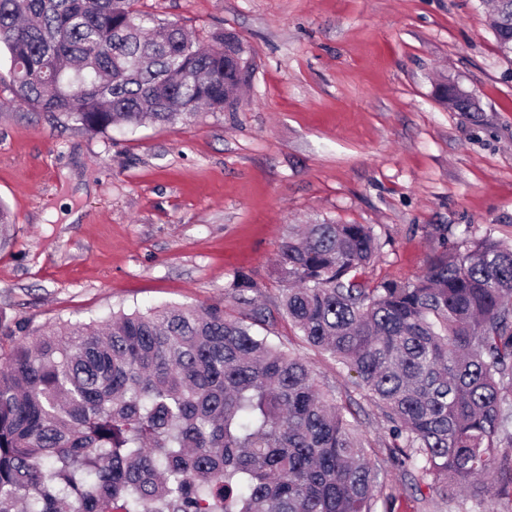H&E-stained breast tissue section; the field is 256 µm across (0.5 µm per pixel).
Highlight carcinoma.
<instances>
[{
  "label": "carcinoma",
  "mask_w": 512,
  "mask_h": 512,
  "mask_svg": "<svg viewBox=\"0 0 512 512\" xmlns=\"http://www.w3.org/2000/svg\"><path fill=\"white\" fill-rule=\"evenodd\" d=\"M139 0H0L15 101L93 133L222 112L246 83L224 32L190 38ZM494 37L512 57V0ZM366 224H306L281 306L380 410L390 457L445 499L485 480L512 507V247H448L373 286ZM250 306H160L39 333L0 324V512H376L351 404L254 332Z\"/></svg>",
  "instance_id": "obj_1"
}]
</instances>
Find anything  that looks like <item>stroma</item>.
<instances>
[{"label":"stroma","mask_w":512,"mask_h":512,"mask_svg":"<svg viewBox=\"0 0 512 512\" xmlns=\"http://www.w3.org/2000/svg\"><path fill=\"white\" fill-rule=\"evenodd\" d=\"M243 43L233 110L93 134L13 100L0 49V320L36 330L119 310L223 305L233 281L270 315L260 334L348 397L394 512H491L437 497L390 459L378 408L281 316L273 274L293 225L366 224L369 284L420 274L442 242L512 244V62L483 0H140ZM457 82L475 112L443 107Z\"/></svg>","instance_id":"35a3bbf8"}]
</instances>
